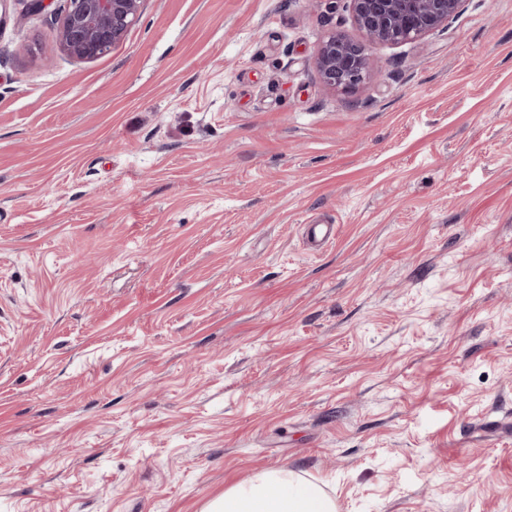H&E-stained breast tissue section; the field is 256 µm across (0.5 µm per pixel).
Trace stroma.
<instances>
[{"mask_svg": "<svg viewBox=\"0 0 512 512\" xmlns=\"http://www.w3.org/2000/svg\"><path fill=\"white\" fill-rule=\"evenodd\" d=\"M0 0V512H512V0L314 67L348 0ZM310 224L336 240L314 248ZM143 0H63L57 42L80 60L106 55L136 22ZM335 501L320 486L288 469L268 471L237 483L206 504L202 512H336Z\"/></svg>", "mask_w": 512, "mask_h": 512, "instance_id": "35a3bbf8", "label": "stroma"}]
</instances>
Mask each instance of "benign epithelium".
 <instances>
[{"mask_svg": "<svg viewBox=\"0 0 512 512\" xmlns=\"http://www.w3.org/2000/svg\"><path fill=\"white\" fill-rule=\"evenodd\" d=\"M143 0H63L58 9L57 42L80 60L106 55L136 22ZM466 0H350L361 38L333 33L318 46L314 64L322 84L333 91L356 90L370 78V50L424 39L448 27Z\"/></svg>", "mask_w": 512, "mask_h": 512, "instance_id": "1", "label": "benign epithelium"}]
</instances>
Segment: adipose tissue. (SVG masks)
Segmentation results:
<instances>
[{
	"mask_svg": "<svg viewBox=\"0 0 512 512\" xmlns=\"http://www.w3.org/2000/svg\"><path fill=\"white\" fill-rule=\"evenodd\" d=\"M202 512H336V503L320 486L278 469L230 486Z\"/></svg>",
	"mask_w": 512,
	"mask_h": 512,
	"instance_id": "obj_1",
	"label": "adipose tissue"
}]
</instances>
